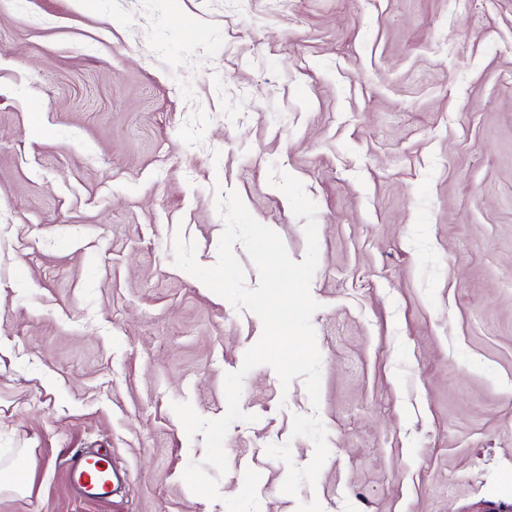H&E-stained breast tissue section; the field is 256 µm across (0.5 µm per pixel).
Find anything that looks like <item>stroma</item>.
Masks as SVG:
<instances>
[{
	"label": "stroma",
	"instance_id": "35a3bbf8",
	"mask_svg": "<svg viewBox=\"0 0 512 512\" xmlns=\"http://www.w3.org/2000/svg\"><path fill=\"white\" fill-rule=\"evenodd\" d=\"M319 407L261 365L224 440L219 500L191 492L171 408L227 409L262 322L173 264L217 260V191L302 261ZM329 455L283 493L294 416ZM106 458L105 499L65 463ZM0 512H488L512 505V0H0ZM30 484V463L26 455L17 454L0 463V493L26 494Z\"/></svg>",
	"mask_w": 512,
	"mask_h": 512
}]
</instances>
